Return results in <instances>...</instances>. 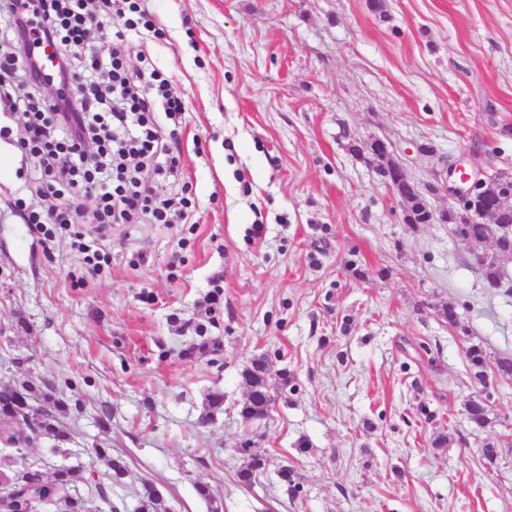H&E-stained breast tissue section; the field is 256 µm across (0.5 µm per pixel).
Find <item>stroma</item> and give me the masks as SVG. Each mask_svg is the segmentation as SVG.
Wrapping results in <instances>:
<instances>
[{
	"mask_svg": "<svg viewBox=\"0 0 512 512\" xmlns=\"http://www.w3.org/2000/svg\"><path fill=\"white\" fill-rule=\"evenodd\" d=\"M384 4L163 0V39L128 32L129 68L149 60L184 102L183 167L155 182L158 199L188 194L194 221L113 225L94 279L72 247L95 230L93 200L47 245L14 215L16 199L54 200L0 111V386L66 401L63 451H28L46 473L103 479L118 512H139L147 482L168 512H512V378L496 379L487 428L465 408L481 392L467 348L512 357V260L507 288L486 287L472 258L492 242L407 223L350 150L389 141L436 211L437 175L459 157L512 174V0ZM448 302L459 327L438 315ZM259 357L276 403L247 423L242 372ZM248 434L272 464L245 487L234 448Z\"/></svg>",
	"mask_w": 512,
	"mask_h": 512,
	"instance_id": "35a3bbf8",
	"label": "stroma"
}]
</instances>
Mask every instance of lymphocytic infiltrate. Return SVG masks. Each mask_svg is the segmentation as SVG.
I'll return each mask as SVG.
<instances>
[{
	"label": "lymphocytic infiltrate",
	"mask_w": 512,
	"mask_h": 512,
	"mask_svg": "<svg viewBox=\"0 0 512 512\" xmlns=\"http://www.w3.org/2000/svg\"><path fill=\"white\" fill-rule=\"evenodd\" d=\"M147 0H0V78L27 86L11 100L22 115V148L36 158V183L55 204L44 212H28L26 223L69 229L86 199H93L98 227L133 224L141 215L168 223L172 206L183 220L193 217L190 200L155 201L152 182L160 168L177 171L180 159L166 149L156 118L184 111L182 98L158 70H130L116 52L90 41L100 19L119 17L112 37L121 41L141 27L163 36ZM59 86L56 97L39 96L47 81ZM84 96L68 100L72 87Z\"/></svg>",
	"instance_id": "f902f5d3"
}]
</instances>
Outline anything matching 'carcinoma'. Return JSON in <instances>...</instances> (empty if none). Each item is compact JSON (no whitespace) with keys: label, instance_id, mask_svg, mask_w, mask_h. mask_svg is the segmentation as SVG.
Masks as SVG:
<instances>
[{"label":"carcinoma","instance_id":"carcinoma-1","mask_svg":"<svg viewBox=\"0 0 512 512\" xmlns=\"http://www.w3.org/2000/svg\"><path fill=\"white\" fill-rule=\"evenodd\" d=\"M402 192L410 202L416 221L420 224L426 223L429 208L419 189L411 183H404ZM452 230L463 240L475 243L486 240L494 242L495 249L490 254V259L483 261L478 255L475 257V262L486 283L494 288L501 287L505 277L502 263L512 259V206L498 207L486 219L477 223L454 224ZM467 358L471 376L485 388L483 397L467 403V416L474 427L482 429L490 424L488 403L491 393L488 391L490 382L487 372V354L482 347L472 345L467 349ZM243 379L249 387L250 394L241 407V417L246 422L266 417L269 407L274 403L269 394L266 361L261 358L253 360L251 366L244 370ZM19 396L29 402H41V406L33 412L39 420L38 428L46 438L55 442V447H60V444L67 440L68 434L59 426L57 415L67 408V403L49 392L40 393L33 386L23 383L0 388V415L8 414L7 408ZM236 452L247 458L245 467L238 473L239 481L245 485L252 484L259 474L265 472L270 466L267 452L249 438L240 442ZM0 462L8 467L17 464L25 466V479L30 488V491L24 494L16 493L5 499L4 508L9 512H30L36 500L53 505L55 512H90L83 498L73 497L68 493L69 487L84 480L81 469L77 467L58 469L52 477L48 478L43 471L42 460L29 457L24 448L3 449ZM140 509L141 512H167L164 498L151 485L145 487Z\"/></svg>","mask_w":512,"mask_h":512}]
</instances>
